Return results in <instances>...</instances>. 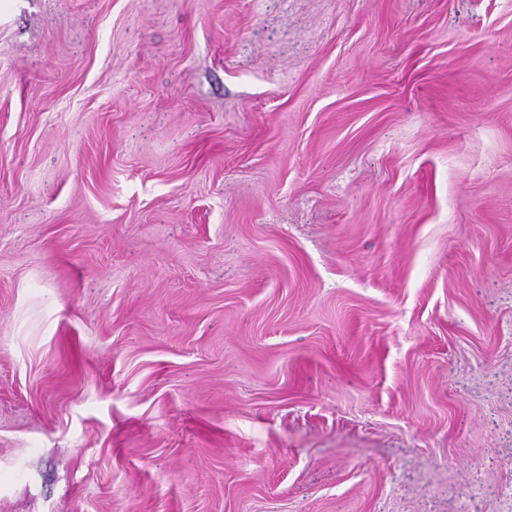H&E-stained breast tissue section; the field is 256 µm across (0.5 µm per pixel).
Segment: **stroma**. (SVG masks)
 Segmentation results:
<instances>
[{
    "instance_id": "stroma-1",
    "label": "stroma",
    "mask_w": 512,
    "mask_h": 512,
    "mask_svg": "<svg viewBox=\"0 0 512 512\" xmlns=\"http://www.w3.org/2000/svg\"><path fill=\"white\" fill-rule=\"evenodd\" d=\"M0 512H512V0H0Z\"/></svg>"
}]
</instances>
